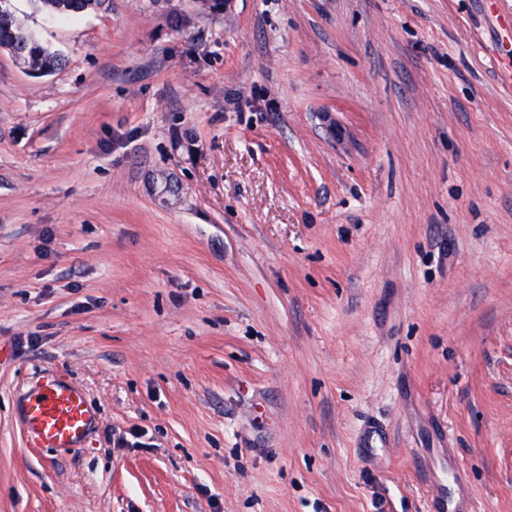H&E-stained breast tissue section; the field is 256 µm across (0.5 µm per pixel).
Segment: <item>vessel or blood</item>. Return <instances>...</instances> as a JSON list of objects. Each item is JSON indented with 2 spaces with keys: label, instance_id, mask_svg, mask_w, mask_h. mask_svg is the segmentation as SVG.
I'll list each match as a JSON object with an SVG mask.
<instances>
[{
  "label": "vessel or blood",
  "instance_id": "vessel-or-blood-1",
  "mask_svg": "<svg viewBox=\"0 0 512 512\" xmlns=\"http://www.w3.org/2000/svg\"><path fill=\"white\" fill-rule=\"evenodd\" d=\"M21 416L31 441L44 448L77 447L94 420L83 392L56 380L25 397Z\"/></svg>",
  "mask_w": 512,
  "mask_h": 512
}]
</instances>
